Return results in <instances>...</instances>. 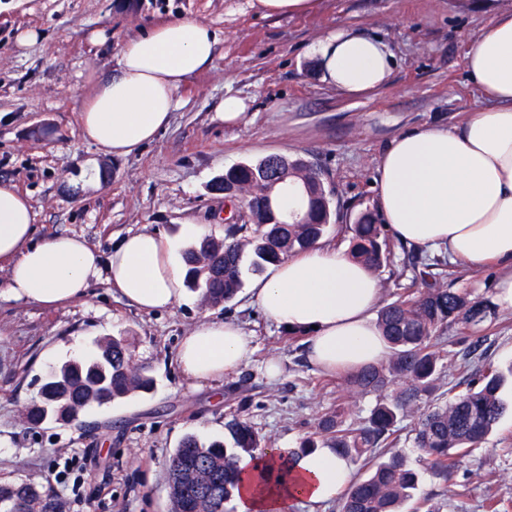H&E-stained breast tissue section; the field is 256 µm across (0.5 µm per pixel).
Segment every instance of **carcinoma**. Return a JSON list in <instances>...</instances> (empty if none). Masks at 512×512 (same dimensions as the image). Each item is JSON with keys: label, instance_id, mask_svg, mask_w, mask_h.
Instances as JSON below:
<instances>
[{"label": "carcinoma", "instance_id": "carcinoma-1", "mask_svg": "<svg viewBox=\"0 0 512 512\" xmlns=\"http://www.w3.org/2000/svg\"><path fill=\"white\" fill-rule=\"evenodd\" d=\"M212 189L224 195L230 217L247 199L241 223L224 225V238L205 236L184 253L186 283L200 291L203 301L218 306L232 301L243 286V247L252 246L253 271L301 252L320 241L335 211L322 171L303 158L269 154L238 163L218 177ZM299 193L303 224H282V193ZM351 255L376 270L390 261L387 225L365 211L350 225ZM410 286L379 311L377 324L389 344L386 364L369 365L346 377L352 394L379 393L367 421H347L344 404L318 418L298 451L333 448L336 455L361 461L370 474L349 486L339 512H401L413 500L418 473L396 451L399 419L417 414L414 442L420 457L437 475L448 477L480 447L506 411L500 396L504 375L490 365L472 367L476 346L469 344L448 358L462 376L460 391L432 409L420 403L434 397L443 364L434 350L439 334L453 325L477 327L487 317V306L465 290L448 285V263L434 256L413 263ZM153 379L132 367V353L122 337L106 338L83 361H72L50 374L40 401L29 407L25 421L37 426L49 418L71 422L93 405L148 392ZM230 445L205 446L197 436H185L168 465L170 512H224L235 496L239 463L267 447V441L239 408L225 424ZM0 512H63L62 504L43 486L32 482L0 483Z\"/></svg>", "mask_w": 512, "mask_h": 512}]
</instances>
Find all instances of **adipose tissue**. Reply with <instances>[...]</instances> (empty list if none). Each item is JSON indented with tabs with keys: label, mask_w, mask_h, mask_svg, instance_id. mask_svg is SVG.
<instances>
[{
	"label": "adipose tissue",
	"mask_w": 512,
	"mask_h": 512,
	"mask_svg": "<svg viewBox=\"0 0 512 512\" xmlns=\"http://www.w3.org/2000/svg\"><path fill=\"white\" fill-rule=\"evenodd\" d=\"M217 42L212 27L198 19L156 24L127 40L112 74L83 101L79 137L108 156L136 153L169 125L178 89L211 65ZM311 52L323 81L352 97L374 92L392 71L393 55L382 40L348 28L328 30ZM467 66L481 102L461 126L430 125L392 139L375 168L377 205L393 236L408 246L475 270L494 264V302L512 307V9H499L479 31ZM34 221L28 196L0 182V270L7 273L1 291L44 307L80 300L97 281L141 311L179 305L185 299L179 242L205 232L186 224L176 241L148 229L131 231L104 258L77 234L36 237ZM380 294L373 269L322 243L285 257L251 288L266 316L306 334L310 361L326 371L387 357L375 318ZM251 352L239 324L205 318L182 337L176 361L187 378L219 381ZM278 458L274 449L241 463L239 512L318 504L349 481L346 460L319 448L296 460L287 484L258 482L260 469Z\"/></svg>",
	"instance_id": "obj_1"
}]
</instances>
